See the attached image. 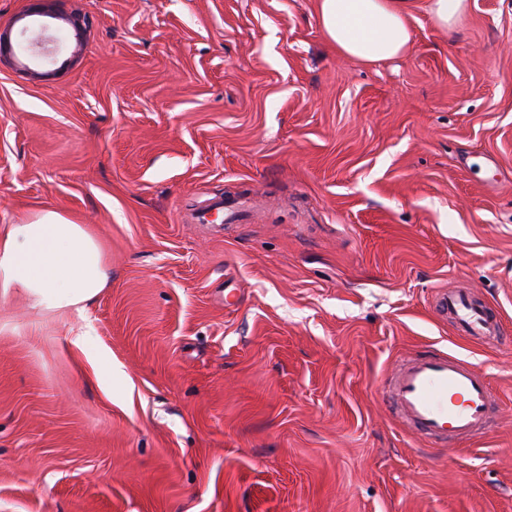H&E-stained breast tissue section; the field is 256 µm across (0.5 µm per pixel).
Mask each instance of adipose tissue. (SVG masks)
Masks as SVG:
<instances>
[{"label": "adipose tissue", "mask_w": 512, "mask_h": 512, "mask_svg": "<svg viewBox=\"0 0 512 512\" xmlns=\"http://www.w3.org/2000/svg\"><path fill=\"white\" fill-rule=\"evenodd\" d=\"M412 0H317L321 29L337 53L373 65L406 55ZM101 248L84 225L55 211L0 234V294L22 292L48 309L83 306L106 287Z\"/></svg>", "instance_id": "adipose-tissue-1"}]
</instances>
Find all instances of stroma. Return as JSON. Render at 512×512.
Listing matches in <instances>:
<instances>
[{
	"label": "stroma",
	"instance_id": "stroma-1",
	"mask_svg": "<svg viewBox=\"0 0 512 512\" xmlns=\"http://www.w3.org/2000/svg\"><path fill=\"white\" fill-rule=\"evenodd\" d=\"M410 24L365 66L316 0H0V227L57 211L109 274L81 313L0 297V512H512V0ZM437 350L485 436L392 417ZM435 310L439 315L451 318L469 338L490 342L499 336L500 325L496 317L468 288L440 291L436 296ZM457 396L458 402H450ZM493 395L487 380L445 352L402 359L389 380L394 416L420 435L470 440L490 428Z\"/></svg>",
	"mask_w": 512,
	"mask_h": 512
}]
</instances>
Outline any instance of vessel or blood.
<instances>
[{"label":"vessel or blood","mask_w":512,"mask_h":512,"mask_svg":"<svg viewBox=\"0 0 512 512\" xmlns=\"http://www.w3.org/2000/svg\"><path fill=\"white\" fill-rule=\"evenodd\" d=\"M435 309L469 338L490 342L499 336L495 316L470 289L440 291ZM493 402L487 380L445 352L401 360L389 380L388 405L394 416L418 434L440 440H470L485 434Z\"/></svg>","instance_id":"vessel-or-blood-1"}]
</instances>
